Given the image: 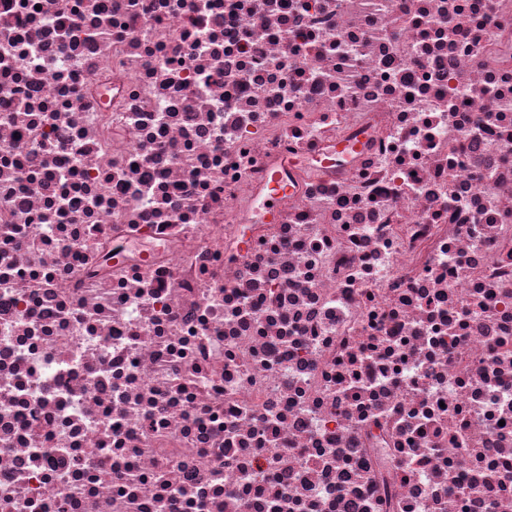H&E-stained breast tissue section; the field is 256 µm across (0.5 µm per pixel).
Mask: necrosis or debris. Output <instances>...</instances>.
I'll return each instance as SVG.
<instances>
[{
  "instance_id": "1",
  "label": "necrosis or debris",
  "mask_w": 512,
  "mask_h": 512,
  "mask_svg": "<svg viewBox=\"0 0 512 512\" xmlns=\"http://www.w3.org/2000/svg\"><path fill=\"white\" fill-rule=\"evenodd\" d=\"M0 512H512V0H0Z\"/></svg>"
}]
</instances>
